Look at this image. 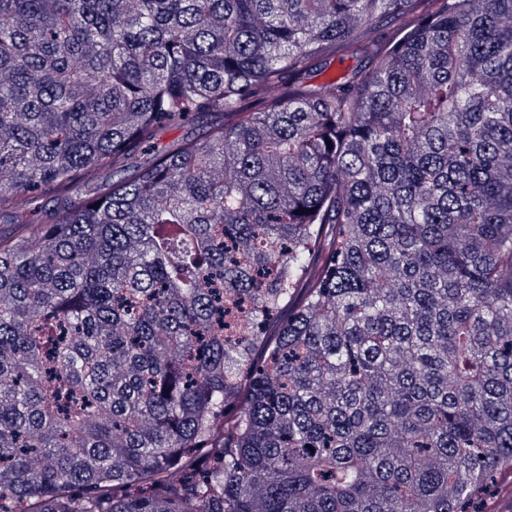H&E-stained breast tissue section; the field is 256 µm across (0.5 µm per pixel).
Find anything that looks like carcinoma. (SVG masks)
Instances as JSON below:
<instances>
[{"label": "carcinoma", "instance_id": "obj_1", "mask_svg": "<svg viewBox=\"0 0 512 512\" xmlns=\"http://www.w3.org/2000/svg\"><path fill=\"white\" fill-rule=\"evenodd\" d=\"M48 194L0 235V512L512 468V0H0V216ZM358 64L359 61L352 57L344 58L343 60H341L339 57L332 58L331 60L327 61V65L322 72L314 74L313 78L310 80V83L318 84L325 79L340 77Z\"/></svg>", "mask_w": 512, "mask_h": 512}]
</instances>
